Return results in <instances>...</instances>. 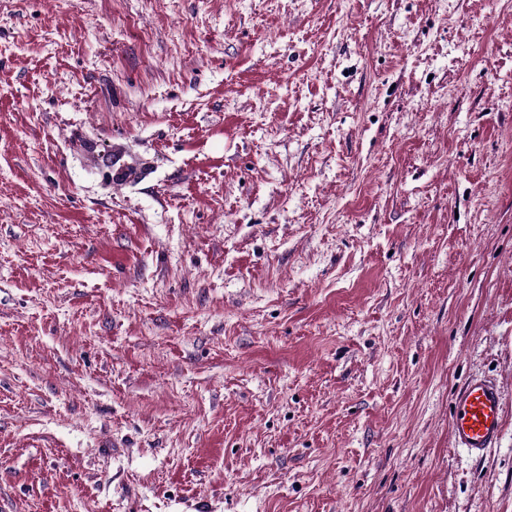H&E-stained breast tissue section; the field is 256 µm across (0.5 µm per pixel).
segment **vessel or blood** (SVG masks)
I'll return each mask as SVG.
<instances>
[{
  "label": "vessel or blood",
  "instance_id": "obj_1",
  "mask_svg": "<svg viewBox=\"0 0 512 512\" xmlns=\"http://www.w3.org/2000/svg\"><path fill=\"white\" fill-rule=\"evenodd\" d=\"M503 397L494 382L474 377L457 391L451 413L454 447L475 458L497 447L503 430Z\"/></svg>",
  "mask_w": 512,
  "mask_h": 512
}]
</instances>
